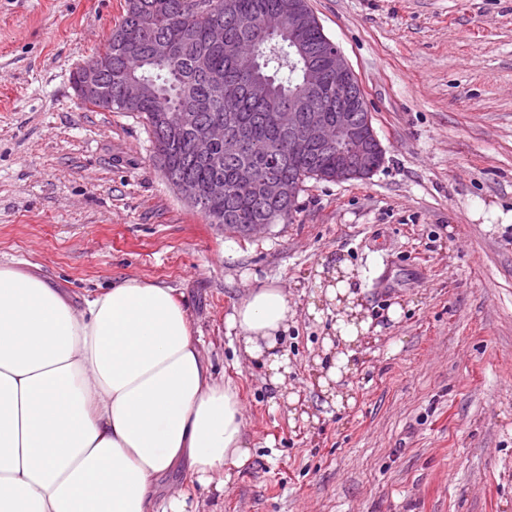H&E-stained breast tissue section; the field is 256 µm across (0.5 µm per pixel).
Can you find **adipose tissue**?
<instances>
[{
  "mask_svg": "<svg viewBox=\"0 0 512 512\" xmlns=\"http://www.w3.org/2000/svg\"><path fill=\"white\" fill-rule=\"evenodd\" d=\"M317 282L336 310L326 369L339 381L350 346L370 332L337 263ZM294 312L282 289L252 290L228 318L239 350L280 385V346ZM241 402L214 377L172 288L127 278L82 309L41 278L0 265V512H183L153 487L180 461L223 490L250 457Z\"/></svg>",
  "mask_w": 512,
  "mask_h": 512,
  "instance_id": "adipose-tissue-1",
  "label": "adipose tissue"
}]
</instances>
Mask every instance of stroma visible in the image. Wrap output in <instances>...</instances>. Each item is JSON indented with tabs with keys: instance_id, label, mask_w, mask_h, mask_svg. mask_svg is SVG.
<instances>
[{
	"instance_id": "1",
	"label": "stroma",
	"mask_w": 512,
	"mask_h": 512,
	"mask_svg": "<svg viewBox=\"0 0 512 512\" xmlns=\"http://www.w3.org/2000/svg\"><path fill=\"white\" fill-rule=\"evenodd\" d=\"M125 2L0 0V265L75 299L127 278L173 288L251 450L220 494L179 466L186 512H512V225L491 217L512 209V0H309L384 161L305 181L291 222L247 235L180 199L137 113L77 96ZM339 261L377 327L343 404L317 363L336 316L308 312L317 268ZM265 285L296 311L277 387L228 328Z\"/></svg>"
}]
</instances>
